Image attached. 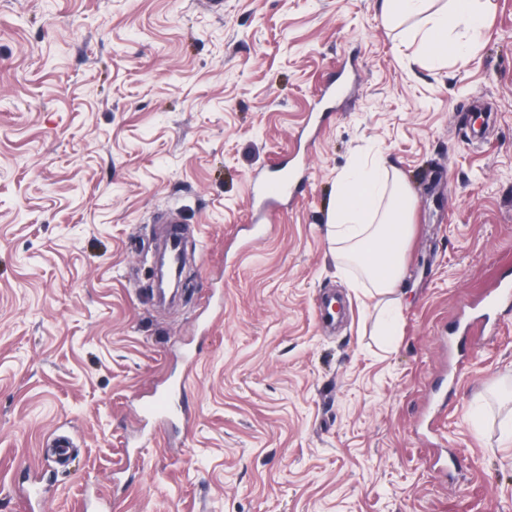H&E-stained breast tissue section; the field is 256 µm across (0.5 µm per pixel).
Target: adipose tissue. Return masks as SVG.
<instances>
[{"label": "adipose tissue", "instance_id": "obj_1", "mask_svg": "<svg viewBox=\"0 0 512 512\" xmlns=\"http://www.w3.org/2000/svg\"><path fill=\"white\" fill-rule=\"evenodd\" d=\"M385 23L399 27L414 21L430 60L464 57L466 44L448 35V20L456 18L469 32L483 24L479 0H451L450 9H433L432 0H381ZM413 198L389 161L372 157L337 182L336 206L330 212V242L339 265L358 264L379 295L393 294L403 278L406 247L411 235Z\"/></svg>", "mask_w": 512, "mask_h": 512}]
</instances>
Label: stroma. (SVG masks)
<instances>
[{
	"label": "stroma",
	"instance_id": "35a3bbf8",
	"mask_svg": "<svg viewBox=\"0 0 512 512\" xmlns=\"http://www.w3.org/2000/svg\"><path fill=\"white\" fill-rule=\"evenodd\" d=\"M482 2L432 64L377 0H0V512L36 476L35 512H512V304L478 301L512 262V0ZM378 152L414 200L393 337L327 239ZM171 217L194 287L160 306ZM171 391L192 424L145 410Z\"/></svg>",
	"mask_w": 512,
	"mask_h": 512
}]
</instances>
